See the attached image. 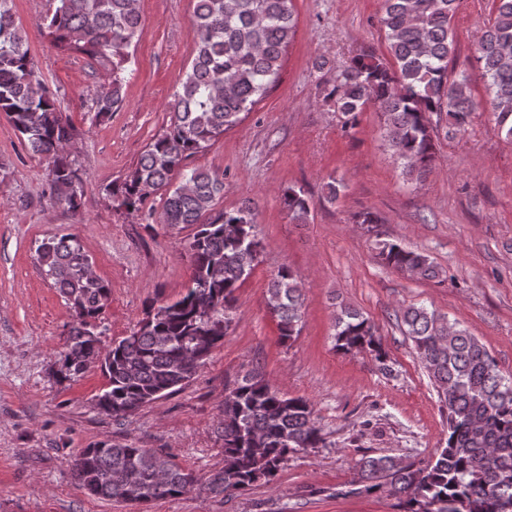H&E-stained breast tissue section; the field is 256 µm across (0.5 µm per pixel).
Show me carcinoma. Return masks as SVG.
<instances>
[{"mask_svg": "<svg viewBox=\"0 0 512 512\" xmlns=\"http://www.w3.org/2000/svg\"><path fill=\"white\" fill-rule=\"evenodd\" d=\"M14 0H0V112L30 149L50 160L56 200L82 205V181L69 159L74 127L37 74L26 34L16 25ZM43 25L54 46L79 52L110 71L91 91L95 112L124 101L128 49L142 33L138 0H53ZM292 0H195L196 49L170 104V125L136 167L108 189L129 214L148 212L162 196L159 222L194 227L186 245L191 285L175 301L149 306L130 335L101 347L97 321L111 289L90 273L91 260L73 235L50 238L37 259L74 313L62 370L69 376L101 363L107 387L96 395L103 413L121 422L155 400L188 385L224 342L236 292L264 247L249 207H219L224 177L186 169V161L238 125L280 78L283 53L296 31ZM459 0H383L380 24L390 58L355 55L326 80L325 99L355 128L370 104L384 117L386 144L402 173L423 177L434 162L440 122L458 131L483 115L512 141V0L494 10L476 45L479 77L491 98L484 112L470 92V76L449 72L455 54L452 20ZM282 203L297 224L313 202L302 188L284 190ZM381 263L421 279L442 270L422 251L378 243ZM278 319L281 342L300 333L303 293L287 265L271 278L266 301ZM423 368L446 409L448 438L424 468L389 455L365 456L352 494L386 492L402 512H512V374L503 373L488 348L434 310L409 306L400 317ZM335 348L370 352L386 360L372 322L342 304L335 318ZM218 432L224 465L205 477L172 457L131 444L99 441L70 457L78 486L102 500L146 506L194 489L231 497L259 481L274 480L288 457L324 445L310 400L281 394L252 369L220 406Z\"/></svg>", "mask_w": 512, "mask_h": 512, "instance_id": "cac0c4a2", "label": "carcinoma"}]
</instances>
